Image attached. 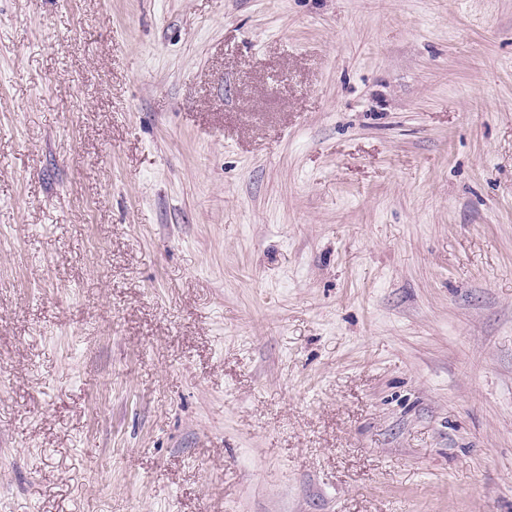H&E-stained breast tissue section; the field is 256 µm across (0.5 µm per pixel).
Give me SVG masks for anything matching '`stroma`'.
I'll list each match as a JSON object with an SVG mask.
<instances>
[{"mask_svg": "<svg viewBox=\"0 0 512 512\" xmlns=\"http://www.w3.org/2000/svg\"><path fill=\"white\" fill-rule=\"evenodd\" d=\"M0 512H512V0H0Z\"/></svg>", "mask_w": 512, "mask_h": 512, "instance_id": "obj_1", "label": "stroma"}]
</instances>
